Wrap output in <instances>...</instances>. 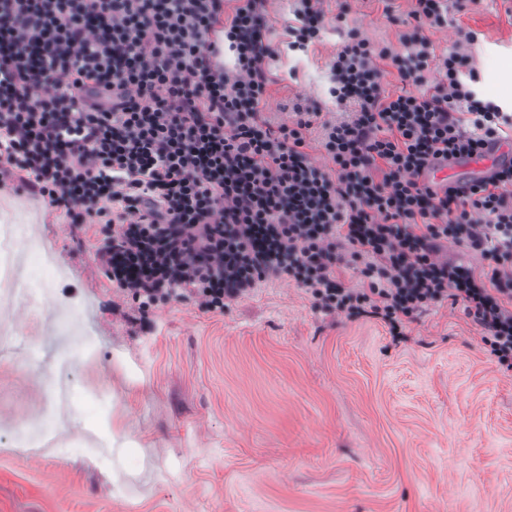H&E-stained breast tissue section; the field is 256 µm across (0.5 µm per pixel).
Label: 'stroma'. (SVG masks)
<instances>
[{"label":"stroma","instance_id":"1","mask_svg":"<svg viewBox=\"0 0 512 512\" xmlns=\"http://www.w3.org/2000/svg\"><path fill=\"white\" fill-rule=\"evenodd\" d=\"M293 9L269 4L278 121L298 102L335 111L328 62L347 32L399 47L409 4L325 0L303 50ZM468 30L475 91L512 113V0H470L425 34L441 52ZM42 214L17 220L62 276L30 252L0 265V512H512V369L461 306L400 341L277 279L221 313L190 299L144 313L96 268L105 225Z\"/></svg>","mask_w":512,"mask_h":512}]
</instances>
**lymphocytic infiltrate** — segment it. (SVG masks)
Here are the masks:
<instances>
[{"label": "lymphocytic infiltrate", "instance_id": "lymphocytic-infiltrate-1", "mask_svg": "<svg viewBox=\"0 0 512 512\" xmlns=\"http://www.w3.org/2000/svg\"><path fill=\"white\" fill-rule=\"evenodd\" d=\"M234 2L0 0V185L20 179L70 223L111 225L99 268L140 310L185 295L220 313L277 279L401 339L449 300L511 370L512 163L441 190L425 181L512 144V114L473 88L476 32L441 53L423 33L465 0H409L399 52L350 31L328 64L338 115L298 106L279 123L268 0ZM294 16L302 50L326 26L323 0H297ZM214 32L229 63L214 60ZM391 67L407 85L396 95ZM448 241L490 273L441 259ZM356 264L361 285L346 287L338 272Z\"/></svg>", "mask_w": 512, "mask_h": 512}]
</instances>
